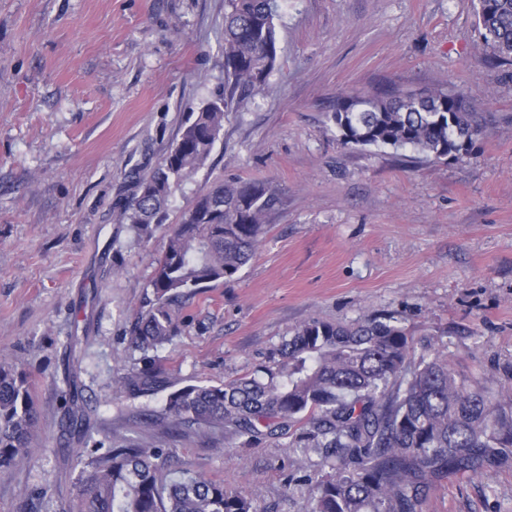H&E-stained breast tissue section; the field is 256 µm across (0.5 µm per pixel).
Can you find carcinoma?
<instances>
[{
  "instance_id": "obj_1",
  "label": "carcinoma",
  "mask_w": 512,
  "mask_h": 512,
  "mask_svg": "<svg viewBox=\"0 0 512 512\" xmlns=\"http://www.w3.org/2000/svg\"><path fill=\"white\" fill-rule=\"evenodd\" d=\"M225 93L189 113L179 138L124 210L145 244L166 224L175 190L209 160L238 91L260 90L278 58L275 20L282 0H226ZM483 57L512 66V0H477ZM331 119L344 145L411 148L437 160L470 154L480 120L463 90L424 96L388 89L339 98ZM278 202L268 183H219L196 194L172 225L150 280L153 300L129 331L147 354L181 332L173 303L233 279L257 250ZM413 337L389 318L354 324L310 320L258 370L220 384L170 391L165 413L176 430H221L252 446L288 439L308 466V512H422L435 485L478 475L512 457V390L459 380L438 354L412 362ZM135 392L171 387L158 366L123 376ZM41 411L31 374L0 359V476L32 456ZM169 451L107 437L74 450L78 512H264L224 483L169 468Z\"/></svg>"
}]
</instances>
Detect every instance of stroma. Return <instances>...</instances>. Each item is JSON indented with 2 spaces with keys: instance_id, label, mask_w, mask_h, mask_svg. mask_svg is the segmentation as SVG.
I'll use <instances>...</instances> for the list:
<instances>
[{
  "instance_id": "obj_1",
  "label": "stroma",
  "mask_w": 512,
  "mask_h": 512,
  "mask_svg": "<svg viewBox=\"0 0 512 512\" xmlns=\"http://www.w3.org/2000/svg\"><path fill=\"white\" fill-rule=\"evenodd\" d=\"M225 0H0V357L36 377L41 441L0 479V512H76L62 430L69 364L97 429L171 453L264 512H305L312 469L285 440L172 435L162 390L117 388L144 365L128 332L153 297L148 244L121 214L188 112L224 92ZM277 67L235 97L206 165L174 193L169 224L218 182L279 193L236 278L180 307L155 355L171 383L256 369L304 322L397 320L416 353L512 387V66L483 59L476 0H285ZM394 86L464 89L487 124L472 153L341 145L336 99ZM422 512H512V460L436 485Z\"/></svg>"
}]
</instances>
